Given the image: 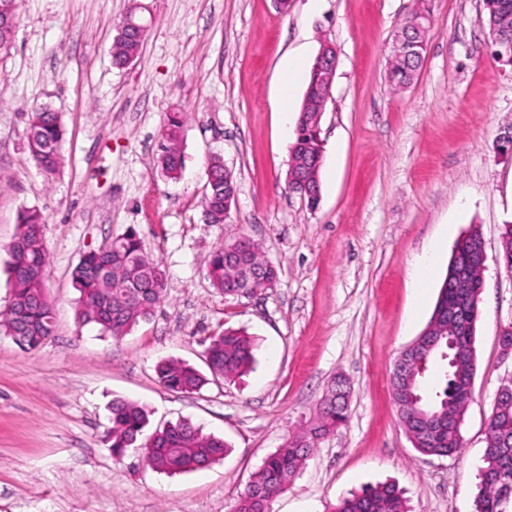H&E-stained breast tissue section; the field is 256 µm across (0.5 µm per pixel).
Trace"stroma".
I'll return each instance as SVG.
<instances>
[{"mask_svg":"<svg viewBox=\"0 0 512 512\" xmlns=\"http://www.w3.org/2000/svg\"><path fill=\"white\" fill-rule=\"evenodd\" d=\"M20 0L12 48L0 54V311L11 292L6 246L22 208L47 218L55 331L36 351L0 331V512H231L268 454L317 414L331 382L349 387L346 425L321 439L271 512H332L365 485L395 483L411 512H475L485 431L512 384V274L499 260L512 224V157L496 141L512 125V67L492 54L483 0ZM142 4V52L113 66L117 25ZM432 16L413 83L386 79L403 19ZM336 48L333 98L321 120V200L309 208L285 176L280 64L311 65ZM47 105L65 129L53 177L27 148L30 112ZM187 113L180 179L164 177L156 143L169 112ZM221 156L237 181L230 217L202 220L207 167ZM136 230L163 269L161 306L122 338L78 327L70 272L80 256ZM485 243L473 398L463 447L426 457L390 397L397 355L430 320L457 239ZM262 243L274 288L224 298L207 266L225 242ZM437 258L425 296L410 269ZM257 342L242 379L201 393L156 380L164 359L203 367V341L225 325ZM148 412L149 429L180 420L224 439L223 460L179 475L116 460L109 407Z\"/></svg>","mask_w":512,"mask_h":512,"instance_id":"stroma-1","label":"stroma"}]
</instances>
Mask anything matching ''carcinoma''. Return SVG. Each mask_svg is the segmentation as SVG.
Listing matches in <instances>:
<instances>
[{
	"label": "carcinoma",
	"instance_id": "1",
	"mask_svg": "<svg viewBox=\"0 0 512 512\" xmlns=\"http://www.w3.org/2000/svg\"><path fill=\"white\" fill-rule=\"evenodd\" d=\"M18 0H0V53L8 52L14 41ZM483 23H508V37L494 45L497 57H512V0H485ZM429 11L409 14L402 28L411 30L413 44L407 58L392 56L388 79L396 87L414 80L425 50L424 37ZM142 42L138 34L131 41L112 45V60L119 67L127 57L139 56ZM315 113H299L296 138L290 160L293 174L307 182L311 193L304 195L311 208L321 197L320 169L323 148L309 126ZM186 121L183 112L166 116L167 136L158 149V163L170 179L180 176L183 155L179 139ZM64 128L58 112L41 106L30 112L27 143L32 160L51 177L61 165L60 146ZM204 218L208 224H222L231 209L237 185L223 159L214 157L208 167ZM46 220L34 208H23L18 216V231L10 244L7 273L12 284L10 302L0 317L5 333L21 339L27 350H37L53 335L54 305L47 292L48 250L44 234ZM482 240L476 231L467 232L455 245L457 260L464 261ZM500 260L512 268V225H505L500 240ZM452 270H447L439 290L434 312H443L458 301L455 290L448 287ZM212 286L224 296L242 297L267 288L276 282L277 270L268 262L262 246L242 237L218 247L208 263ZM71 282L78 293L76 316L79 326L94 325L103 335L120 337L140 322L149 319L165 292V278L159 264L146 252L136 231L129 230L81 255L71 270ZM256 345L244 329L226 328L209 337L204 350L206 371L178 360H166L156 366L158 382L168 390L199 393L220 379L232 382L247 373L255 363ZM448 352V338L442 337L432 347L421 349L428 362L444 365L439 390L426 392L422 376L409 372L391 385V397L399 419L411 438L413 447L424 456L447 457L460 452L461 433L441 428L448 410L456 408L457 382L473 369L469 352L452 362L443 357ZM331 385L321 403L318 416L306 428L289 436L264 460L253 480L238 496L233 512H270L272 500L285 492L305 465L317 442L344 425L347 420L346 397L336 394ZM112 455L121 457L128 448L143 449V461L150 468L170 476L193 471L222 458L227 452L224 440L191 422L182 420L148 434L146 410L135 402L116 399L110 409ZM485 466L480 475L475 512H512V397L496 406L492 430L485 438ZM336 512H410L403 493L393 484L365 486L351 494Z\"/></svg>",
	"mask_w": 512,
	"mask_h": 512
}]
</instances>
